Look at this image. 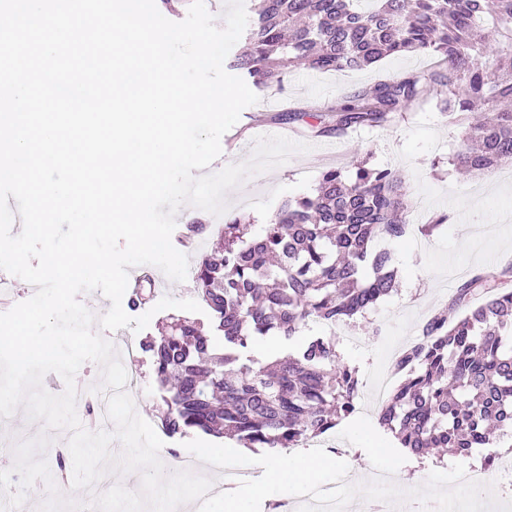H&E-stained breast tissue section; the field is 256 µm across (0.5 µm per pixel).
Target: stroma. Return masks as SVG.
Returning <instances> with one entry per match:
<instances>
[{"label":"stroma","instance_id":"1","mask_svg":"<svg viewBox=\"0 0 512 512\" xmlns=\"http://www.w3.org/2000/svg\"><path fill=\"white\" fill-rule=\"evenodd\" d=\"M431 63L426 53L416 52L384 58L361 71L318 72L302 67L286 74L281 82L259 91L258 103L242 111L238 123L229 131L236 139L235 144L223 145L210 170L215 173L247 160L257 137L279 134L286 126L282 118L284 108L327 105L382 78L426 69ZM296 126L301 130L300 142L309 144V151L292 154L285 164L249 176L230 191L228 209L220 216L205 214L207 232L196 235L194 244L184 247L183 252L190 263H197L223 235L225 220L237 216L250 218L251 235L261 234L285 199L312 194L329 167L350 173L364 161L369 166L388 167L400 174L413 206L411 222L421 227L424 245L416 247L403 237L391 242L399 269L397 292L351 324L350 336L336 339L343 362L358 368L361 390L366 393L382 380L394 356L417 340L430 316L442 314L455 320L464 315V308L452 304L461 281L480 271L512 265V221H492L496 213L512 210V179L503 181L490 175L459 172V129L432 104L405 112L403 119L390 128H357L332 138L312 137L302 120ZM439 215L445 216V223L433 231H424V224ZM134 271L151 273L155 282L143 284V300L131 311L135 317L147 312L152 315L147 328L131 335L138 348L134 366L137 392L133 401L137 414L155 432L162 433L161 391L150 355L141 346L158 336L172 315L168 309L155 311L160 299H192L196 293L192 280L171 281L156 266L138 265ZM329 333L327 325L310 319L289 341L280 336L255 337L243 361L256 370L265 368L295 351L307 339ZM44 432V424L29 420L22 409L9 418H0V446L13 447ZM49 435L51 443L40 456L52 466L57 453L67 450L70 433L56 430ZM511 449L512 437H504L491 447L475 448L467 455L448 451L421 459L410 456L400 471L405 475L406 488L411 489L424 484L431 471H446L457 463L469 469L478 468L487 456Z\"/></svg>","mask_w":512,"mask_h":512}]
</instances>
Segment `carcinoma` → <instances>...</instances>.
<instances>
[{
    "mask_svg": "<svg viewBox=\"0 0 512 512\" xmlns=\"http://www.w3.org/2000/svg\"><path fill=\"white\" fill-rule=\"evenodd\" d=\"M248 47L230 61L257 85L292 69L362 70L393 54L428 52L432 67L342 95L319 117L318 133L389 126L433 101L459 127L456 159L471 175L512 165V0H494L500 31L488 40L478 21L487 0H254ZM476 103L494 117L466 122ZM411 204L393 170L325 171L310 196L287 199L250 240L240 220L194 268L215 333L179 319L144 344L166 391L163 429L229 435L247 448H294L336 428L356 408V368L341 362L336 337L307 340L269 370L239 362L255 336L288 340L309 318L346 323L399 286L391 252L375 248L406 230ZM508 271L478 273L455 300L481 302L454 324L441 314L403 351L405 379L377 420L399 447L422 458L436 448L461 454L491 444L485 422L512 433V288ZM224 352H218V348Z\"/></svg>",
    "mask_w": 512,
    "mask_h": 512,
    "instance_id": "cac0c4a2",
    "label": "carcinoma"
}]
</instances>
